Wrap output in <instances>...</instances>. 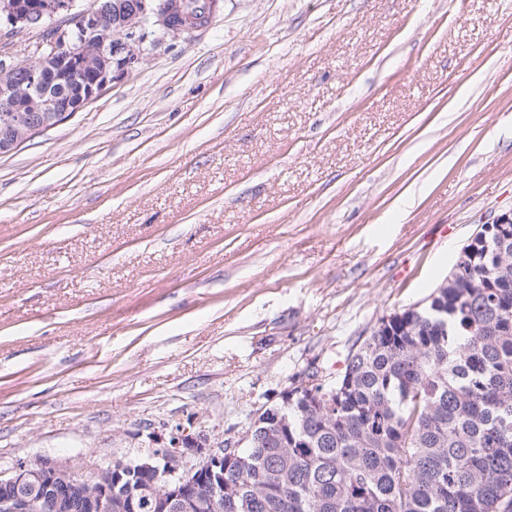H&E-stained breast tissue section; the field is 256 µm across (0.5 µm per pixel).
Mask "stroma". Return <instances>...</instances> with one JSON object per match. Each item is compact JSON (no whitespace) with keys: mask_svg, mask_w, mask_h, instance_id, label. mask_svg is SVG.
<instances>
[{"mask_svg":"<svg viewBox=\"0 0 512 512\" xmlns=\"http://www.w3.org/2000/svg\"><path fill=\"white\" fill-rule=\"evenodd\" d=\"M0 154V471L219 448L512 213V0H218Z\"/></svg>","mask_w":512,"mask_h":512,"instance_id":"1","label":"stroma"}]
</instances>
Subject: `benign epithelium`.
I'll return each instance as SVG.
<instances>
[{"label": "benign epithelium", "instance_id": "benign-epithelium-1", "mask_svg": "<svg viewBox=\"0 0 512 512\" xmlns=\"http://www.w3.org/2000/svg\"><path fill=\"white\" fill-rule=\"evenodd\" d=\"M165 33L186 30L158 14L156 0H115L108 6L74 10V0H0V32L16 36L56 24L54 40L34 61L12 56L0 59V112L10 134L0 141V153L69 118L97 98L112 80L132 69L142 55V34L148 21ZM64 69L73 87L64 97L35 94L47 71ZM90 71L93 81L80 75ZM198 462L188 465L187 455ZM152 472V481L125 484L123 477L140 478ZM77 469L68 462H19L0 472V512H68L62 491L71 485ZM87 512H140V502L152 501L160 512H224V449L179 428L170 446L129 463L100 465L81 487Z\"/></svg>", "mask_w": 512, "mask_h": 512}]
</instances>
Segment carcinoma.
<instances>
[{
	"label": "carcinoma",
	"mask_w": 512,
	"mask_h": 512,
	"mask_svg": "<svg viewBox=\"0 0 512 512\" xmlns=\"http://www.w3.org/2000/svg\"><path fill=\"white\" fill-rule=\"evenodd\" d=\"M224 456V512H512V224Z\"/></svg>",
	"instance_id": "obj_1"
}]
</instances>
